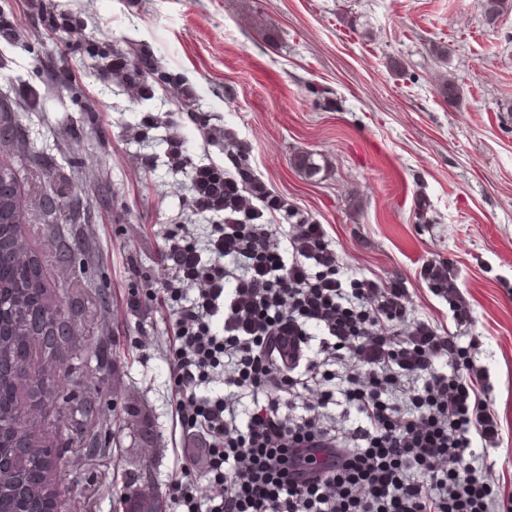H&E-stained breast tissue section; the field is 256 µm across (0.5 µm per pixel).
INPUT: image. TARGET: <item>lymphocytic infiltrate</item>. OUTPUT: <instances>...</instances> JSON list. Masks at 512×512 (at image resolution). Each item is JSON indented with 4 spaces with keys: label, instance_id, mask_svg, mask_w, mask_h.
I'll use <instances>...</instances> for the list:
<instances>
[{
    "label": "lymphocytic infiltrate",
    "instance_id": "1",
    "mask_svg": "<svg viewBox=\"0 0 512 512\" xmlns=\"http://www.w3.org/2000/svg\"><path fill=\"white\" fill-rule=\"evenodd\" d=\"M205 242L167 238L158 291L177 326V416L207 443L216 495L172 485L181 512H512L492 477V386L455 329L402 332L403 291L341 272L320 224L284 236L226 224L224 167L197 163L167 125ZM317 399H307L310 386Z\"/></svg>",
    "mask_w": 512,
    "mask_h": 512
}]
</instances>
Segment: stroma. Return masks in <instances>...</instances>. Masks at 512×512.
<instances>
[{
    "mask_svg": "<svg viewBox=\"0 0 512 512\" xmlns=\"http://www.w3.org/2000/svg\"><path fill=\"white\" fill-rule=\"evenodd\" d=\"M69 27L49 26L29 0H0V93L27 92L16 117L29 152L31 202L46 195L55 224L30 226L73 311L78 347L68 384L43 419L61 448L66 512H127L153 492L176 512L182 470L212 494L206 463L174 409V325L147 286L168 278L165 237L210 219L189 217L186 174L164 165L176 122L195 162L224 160L231 129L251 147L255 175L313 224L324 225L345 273L403 288L409 322L451 325L425 268L447 264L471 319L459 328L488 371L502 428L491 449L502 496L512 499V12L486 24L482 0H54ZM146 49L192 84L200 122L174 89L133 101L104 73L112 48ZM448 48L439 60L432 45ZM73 72L54 78L57 67ZM452 79L460 93L438 92ZM311 155L308 174L299 159ZM153 164H144L145 156ZM104 343L107 361L86 340ZM141 411L157 442L135 447L125 426Z\"/></svg>",
    "mask_w": 512,
    "mask_h": 512,
    "instance_id": "stroma-1",
    "label": "stroma"
}]
</instances>
